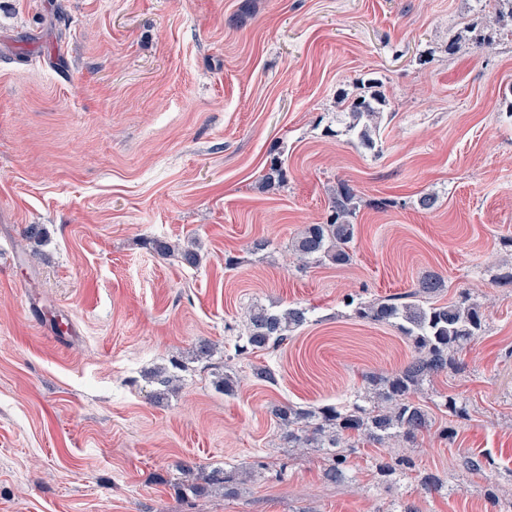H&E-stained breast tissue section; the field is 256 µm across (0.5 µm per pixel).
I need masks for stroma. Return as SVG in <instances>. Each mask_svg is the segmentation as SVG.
Here are the masks:
<instances>
[{
  "label": "stroma",
  "mask_w": 512,
  "mask_h": 512,
  "mask_svg": "<svg viewBox=\"0 0 512 512\" xmlns=\"http://www.w3.org/2000/svg\"><path fill=\"white\" fill-rule=\"evenodd\" d=\"M493 16L488 0H0V512H487L492 484L512 499V33ZM372 79L386 103L366 150L342 100ZM341 180L353 260L298 269L291 241ZM152 239L194 242L200 265ZM428 273L486 319L420 393L469 408L455 438L409 451L444 486L380 481L396 443L361 444L331 482L272 408L348 402L401 367L403 333L342 299ZM291 305L309 320L288 346L239 352L253 307ZM175 357L182 385L155 400L149 373ZM224 372L235 395L213 385ZM482 453L492 477L464 467ZM183 461L238 476L195 500Z\"/></svg>",
  "instance_id": "35a3bbf8"
}]
</instances>
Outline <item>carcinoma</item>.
Here are the masks:
<instances>
[{"mask_svg": "<svg viewBox=\"0 0 512 512\" xmlns=\"http://www.w3.org/2000/svg\"><path fill=\"white\" fill-rule=\"evenodd\" d=\"M386 97L379 90L368 96L348 101L346 111L348 131L356 136L359 145L375 147L383 120L382 106ZM357 194L346 181L336 184L329 199V213L320 224H308L292 242L298 268L309 264L345 266L352 262L350 244L356 233L353 218L356 215ZM152 249L162 258L176 257L190 266L200 263V255L191 244L181 245L166 240L152 241ZM446 288L445 280L429 273L418 280L416 289L398 298L357 302L355 298L344 302L351 308V316L377 325H391L401 329L412 347L410 360L388 376L372 375L366 379L364 397L348 404L296 406L281 404L273 408L281 438L290 448H325L331 464L326 476L335 481L344 477L347 455L363 442L384 445L399 439L408 448H415L424 434L435 432L449 439L455 433L452 425H436L426 405L414 400L425 381L456 368L455 354L466 345L477 341L485 328V316L478 304L465 295L457 301L436 303L433 298ZM308 310L289 306L283 310L254 308L250 310L241 350L256 353L276 349L288 344L290 332L304 325ZM152 379L165 396L178 388L179 377L164 367L152 373ZM467 471L490 476L495 463L486 455H471L464 462ZM413 461L404 455L381 457L375 463L378 476L386 482L407 477L414 470ZM196 464L180 465L185 483L184 491L195 497H206L212 486H223L232 478L224 471H215L207 482L199 483L195 477ZM416 482L426 493H437L443 480L436 474L421 473Z\"/></svg>", "mask_w": 512, "mask_h": 512, "instance_id": "1", "label": "carcinoma"}]
</instances>
